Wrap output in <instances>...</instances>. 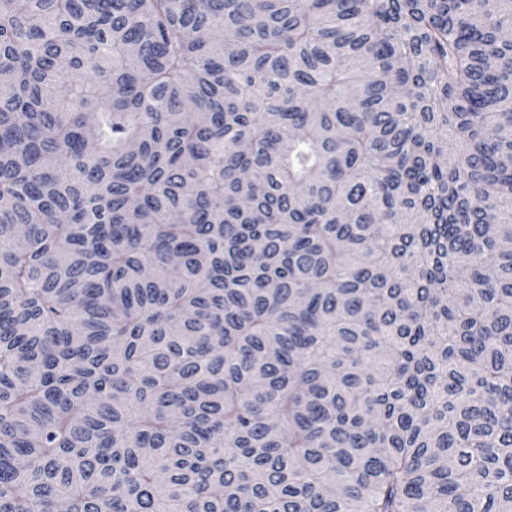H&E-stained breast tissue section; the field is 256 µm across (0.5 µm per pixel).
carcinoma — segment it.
I'll return each mask as SVG.
<instances>
[{
    "label": "carcinoma",
    "instance_id": "cac0c4a2",
    "mask_svg": "<svg viewBox=\"0 0 512 512\" xmlns=\"http://www.w3.org/2000/svg\"><path fill=\"white\" fill-rule=\"evenodd\" d=\"M512 0H0V512H512Z\"/></svg>",
    "mask_w": 512,
    "mask_h": 512
}]
</instances>
